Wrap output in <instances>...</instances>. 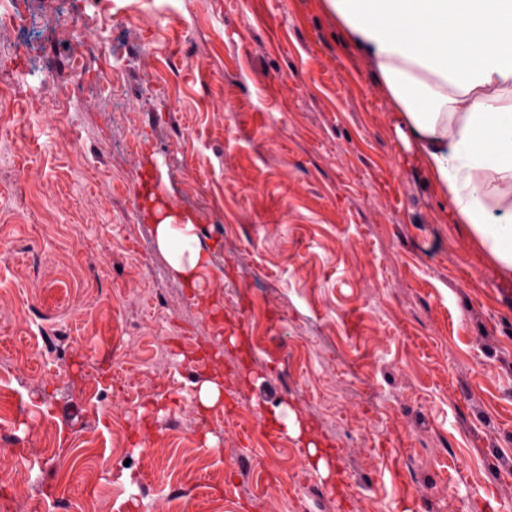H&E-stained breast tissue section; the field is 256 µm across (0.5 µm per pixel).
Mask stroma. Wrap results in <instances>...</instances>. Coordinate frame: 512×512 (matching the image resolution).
<instances>
[{
	"label": "stroma",
	"mask_w": 512,
	"mask_h": 512,
	"mask_svg": "<svg viewBox=\"0 0 512 512\" xmlns=\"http://www.w3.org/2000/svg\"><path fill=\"white\" fill-rule=\"evenodd\" d=\"M25 3L0 38V73L28 76L0 112L12 512H512V280L324 0ZM51 15L90 32L79 85L41 83L40 46H74ZM150 165L211 230L198 289L155 244ZM214 349L204 410L182 372ZM281 405L329 475L263 424ZM197 387L198 402L202 409L219 405L224 390V378L219 372L203 373L194 384Z\"/></svg>",
	"instance_id": "stroma-1"
}]
</instances>
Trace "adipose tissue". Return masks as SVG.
I'll use <instances>...</instances> for the list:
<instances>
[{
  "label": "adipose tissue",
  "mask_w": 512,
  "mask_h": 512,
  "mask_svg": "<svg viewBox=\"0 0 512 512\" xmlns=\"http://www.w3.org/2000/svg\"><path fill=\"white\" fill-rule=\"evenodd\" d=\"M396 110V128L447 215L467 225L512 279V0H325ZM156 246L170 272L196 288L211 264L192 219L150 205Z\"/></svg>",
  "instance_id": "1"
}]
</instances>
